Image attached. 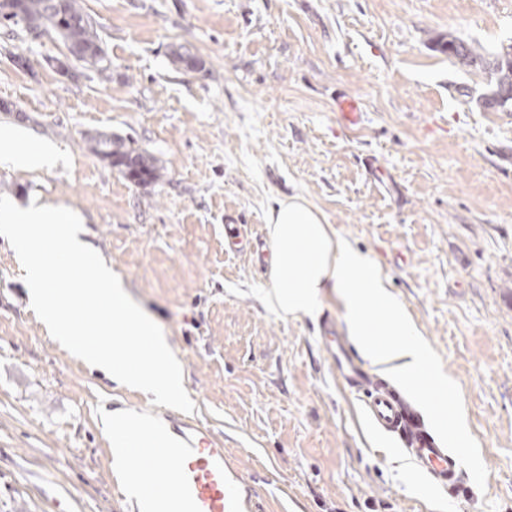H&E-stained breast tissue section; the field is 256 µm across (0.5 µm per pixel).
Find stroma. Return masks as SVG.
I'll use <instances>...</instances> for the list:
<instances>
[{
    "instance_id": "obj_1",
    "label": "stroma",
    "mask_w": 512,
    "mask_h": 512,
    "mask_svg": "<svg viewBox=\"0 0 512 512\" xmlns=\"http://www.w3.org/2000/svg\"><path fill=\"white\" fill-rule=\"evenodd\" d=\"M109 74H61L54 37H0V131L57 158L0 162V195L78 210L86 238L156 317L184 370L193 416L255 512H512V116L464 96L437 38L512 42V0H81ZM203 67L173 63L176 48ZM31 60L17 67L13 54ZM363 122L344 127L340 95ZM109 131L161 179L137 186L89 152ZM298 195L368 251L454 382L468 425L453 490L419 476L330 373L320 320L283 318L269 284L265 217ZM250 224L247 254L224 227ZM399 390L450 442L438 393ZM180 411L89 371L29 308L0 238V512H136L111 464L113 411Z\"/></svg>"
}]
</instances>
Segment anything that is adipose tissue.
Segmentation results:
<instances>
[{"mask_svg":"<svg viewBox=\"0 0 512 512\" xmlns=\"http://www.w3.org/2000/svg\"><path fill=\"white\" fill-rule=\"evenodd\" d=\"M266 227L270 244L266 304L287 317L313 319L323 298L335 295L343 305L346 329L365 359L387 367L404 382L424 374L434 387H451L404 305L390 291L387 277L370 255L339 236L319 209L300 196L283 198L268 211ZM150 424L144 416L121 410L112 414L113 465L133 497L139 492V479L126 454L127 434Z\"/></svg>","mask_w":512,"mask_h":512,"instance_id":"adipose-tissue-1","label":"adipose tissue"}]
</instances>
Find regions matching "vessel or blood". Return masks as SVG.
Segmentation results:
<instances>
[{"instance_id": "obj_1", "label": "vessel or blood", "mask_w": 512, "mask_h": 512, "mask_svg": "<svg viewBox=\"0 0 512 512\" xmlns=\"http://www.w3.org/2000/svg\"><path fill=\"white\" fill-rule=\"evenodd\" d=\"M322 339L337 381L362 395V411L378 431L400 437L418 472L432 485L455 488L463 468L459 454L415 420L398 392L357 361L334 321L322 325ZM177 446L158 430L129 437L142 463L141 494L149 512H245L250 498L224 461V441L191 419L175 421Z\"/></svg>"}]
</instances>
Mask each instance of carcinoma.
I'll list each match as a JSON object with an SVG mask.
<instances>
[{
  "label": "carcinoma",
  "mask_w": 512,
  "mask_h": 512,
  "mask_svg": "<svg viewBox=\"0 0 512 512\" xmlns=\"http://www.w3.org/2000/svg\"><path fill=\"white\" fill-rule=\"evenodd\" d=\"M6 21L8 34L19 27L30 34L52 33L62 41L72 60L106 74L111 68L100 36L98 22L87 14L80 0H0V21ZM463 71L479 70L487 76L485 88L473 97L479 108L493 112H512V95L496 99L502 89L512 92V44L495 51H482L464 40L448 36L435 43ZM88 150L109 163L137 184L154 183L160 172L149 154L134 148L123 138L100 132L86 139Z\"/></svg>",
  "instance_id": "1"
}]
</instances>
